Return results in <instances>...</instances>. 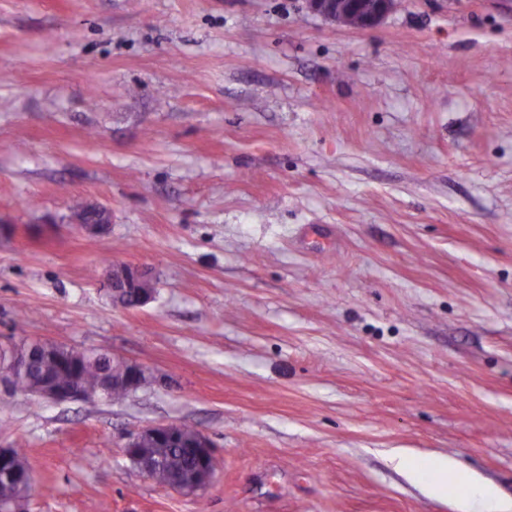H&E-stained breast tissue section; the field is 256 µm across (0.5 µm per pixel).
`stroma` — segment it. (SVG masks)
I'll use <instances>...</instances> for the list:
<instances>
[{
  "label": "stroma",
  "mask_w": 512,
  "mask_h": 512,
  "mask_svg": "<svg viewBox=\"0 0 512 512\" xmlns=\"http://www.w3.org/2000/svg\"><path fill=\"white\" fill-rule=\"evenodd\" d=\"M108 209L100 235L73 198ZM0 343L152 375L120 401L0 386L28 512H459L512 500V0H0ZM147 272L113 305L112 265ZM185 423L212 483L123 452ZM394 448L465 472L433 497ZM396 0H308L309 9L338 24L361 30L379 25ZM131 276L127 277V287L121 282L117 288H110L112 302L116 305H120L124 308L133 307L137 302V289L132 285L130 280ZM113 290V292H112ZM152 299V295L141 292L139 294V300L136 306H142L148 303ZM146 438L175 440V435L171 424H159L142 429L132 435L124 445L125 455L132 465L146 477L155 479L154 464L151 456L144 451V448H140L142 440ZM196 454L200 465L187 475L171 478L163 486L175 491H196L206 487L214 478L215 457L214 448L209 438L199 432L197 439ZM468 491L460 501L461 512H510L511 504L503 503L496 490L478 482L473 477L467 479Z\"/></svg>",
  "instance_id": "35a3bbf8"
}]
</instances>
